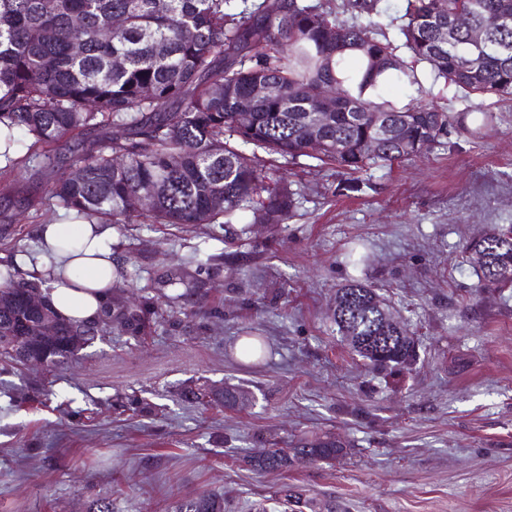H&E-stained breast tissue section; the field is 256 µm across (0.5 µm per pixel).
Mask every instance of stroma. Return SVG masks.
Returning a JSON list of instances; mask_svg holds the SVG:
<instances>
[{
	"instance_id": "stroma-1",
	"label": "stroma",
	"mask_w": 512,
	"mask_h": 512,
	"mask_svg": "<svg viewBox=\"0 0 512 512\" xmlns=\"http://www.w3.org/2000/svg\"><path fill=\"white\" fill-rule=\"evenodd\" d=\"M451 111L489 105L493 127L363 172L357 191L333 165L279 160L297 189L280 224L248 225L193 326L172 329L162 307L148 336L119 327L53 371H0V512H171L207 491L224 512H284V485L336 512H512V291L481 289L463 246L512 224V99L424 79L392 85ZM35 168L0 165V252L23 253L57 214L19 207L42 193ZM126 298H155L167 270L198 276L195 257L223 255L224 227L133 224L116 237ZM361 277L417 342L416 362L383 378L344 348L330 319L338 286ZM261 337L265 356L237 344ZM194 383L250 395L241 409L204 410ZM133 396L151 414L119 406ZM329 433L333 461L258 474L247 457Z\"/></svg>"
}]
</instances>
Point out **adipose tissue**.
I'll list each match as a JSON object with an SVG mask.
<instances>
[{
  "label": "adipose tissue",
  "mask_w": 512,
  "mask_h": 512,
  "mask_svg": "<svg viewBox=\"0 0 512 512\" xmlns=\"http://www.w3.org/2000/svg\"><path fill=\"white\" fill-rule=\"evenodd\" d=\"M72 237L76 247H63ZM114 230L108 224H75L69 218L39 225L35 247L25 255L0 253V274L10 271L27 281L45 282L56 313L79 323L96 322L120 282L113 259Z\"/></svg>",
  "instance_id": "obj_1"
}]
</instances>
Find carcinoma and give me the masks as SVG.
<instances>
[{"instance_id":"obj_1","label":"carcinoma","mask_w":512,"mask_h":512,"mask_svg":"<svg viewBox=\"0 0 512 512\" xmlns=\"http://www.w3.org/2000/svg\"><path fill=\"white\" fill-rule=\"evenodd\" d=\"M465 7L487 42L466 44L467 32L443 42L439 29ZM357 20L336 21L308 0H0V147L15 150V164H33L51 206L88 224H264L288 219L297 192L273 178L266 161L309 157L352 176L372 165L391 167L435 145L472 111L399 104L376 85L392 78L423 91L422 64L434 80L467 92L512 96V0H406L397 46L379 21L378 0H343ZM124 28L110 36L112 18ZM50 36L43 39L39 33ZM360 52L361 79L335 75L336 55ZM121 57L124 65L112 67ZM272 93L257 98L254 88ZM331 89L340 105L322 121V101L310 94ZM251 121L238 122L239 113ZM493 112L477 111L467 132L475 139ZM112 130L86 144L89 130ZM76 143L74 175L59 176L53 145ZM151 185L150 206L139 207L140 188ZM479 287L512 288V224L465 244ZM44 284L0 286V368L29 361L57 368L115 323L134 337L148 335L156 315L148 303L110 302L100 320L77 325L52 310ZM340 342L372 369L411 365L417 357L407 326L386 300L360 279L336 290L332 316ZM204 408L245 401L235 387H191ZM344 444L330 435L302 438L289 449L252 456L257 472L334 459ZM286 505L316 512V504L288 485ZM175 512H224V502L202 492Z\"/></svg>"}]
</instances>
